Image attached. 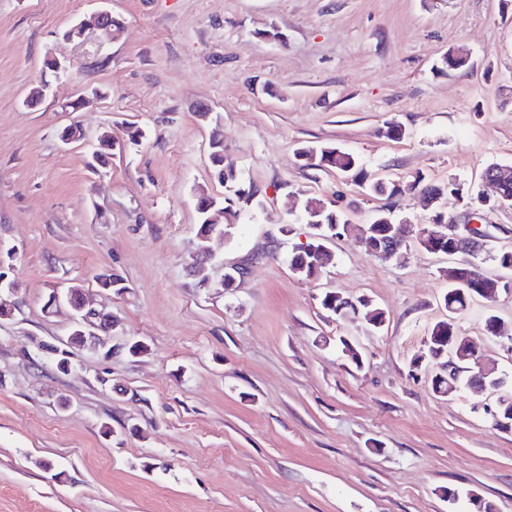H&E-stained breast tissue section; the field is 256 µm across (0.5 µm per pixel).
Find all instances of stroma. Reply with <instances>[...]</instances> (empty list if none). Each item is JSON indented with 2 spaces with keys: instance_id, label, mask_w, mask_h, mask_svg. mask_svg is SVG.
Listing matches in <instances>:
<instances>
[{
  "instance_id": "stroma-1",
  "label": "stroma",
  "mask_w": 512,
  "mask_h": 512,
  "mask_svg": "<svg viewBox=\"0 0 512 512\" xmlns=\"http://www.w3.org/2000/svg\"><path fill=\"white\" fill-rule=\"evenodd\" d=\"M103 9L114 37L66 38ZM458 49L468 65L447 70ZM73 123L83 137L63 143ZM216 128L259 195L212 241L203 287L189 265L200 197L224 198ZM105 131L117 145L88 169ZM321 144L375 177L477 192L488 164L512 165V0H0V255L16 283L0 319V512H512V431L487 394L436 395L432 367L413 364L444 316L446 259L412 244L399 266L351 234L317 278L291 271L310 234L292 195L357 225L380 208L432 215L296 153ZM229 266L247 270L231 288ZM105 270L124 292L99 288ZM73 285L111 311L114 351L76 352L61 372L39 346L67 336L69 312L43 305ZM328 291L370 298L383 327L329 316ZM490 311L512 333V292L456 324L512 387ZM132 339L147 353L130 355Z\"/></svg>"
}]
</instances>
